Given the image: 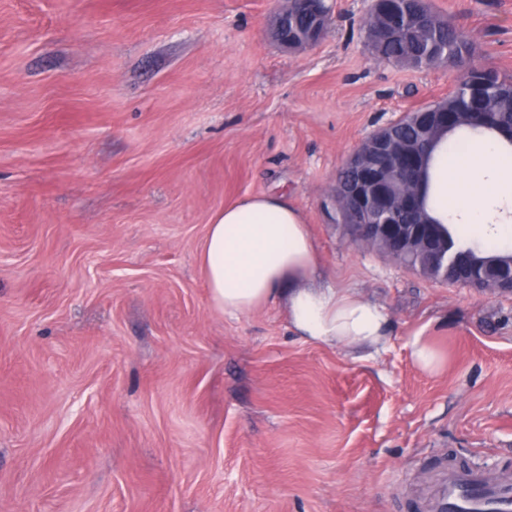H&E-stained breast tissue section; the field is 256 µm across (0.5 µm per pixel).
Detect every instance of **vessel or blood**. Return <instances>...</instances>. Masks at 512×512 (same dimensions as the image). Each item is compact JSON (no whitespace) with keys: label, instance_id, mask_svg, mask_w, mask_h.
<instances>
[{"label":"vessel or blood","instance_id":"1","mask_svg":"<svg viewBox=\"0 0 512 512\" xmlns=\"http://www.w3.org/2000/svg\"><path fill=\"white\" fill-rule=\"evenodd\" d=\"M471 489L481 490L491 512H512V487L488 484L477 470L442 472L427 499L429 512H469Z\"/></svg>","mask_w":512,"mask_h":512}]
</instances>
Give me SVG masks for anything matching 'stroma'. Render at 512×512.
<instances>
[{
    "label": "stroma",
    "instance_id": "obj_1",
    "mask_svg": "<svg viewBox=\"0 0 512 512\" xmlns=\"http://www.w3.org/2000/svg\"><path fill=\"white\" fill-rule=\"evenodd\" d=\"M428 2L512 77V0ZM283 6L0 0V512H424L448 454L512 476V293L353 244L332 204L353 151L458 74L378 59L371 0L288 49ZM270 192L317 287L387 308L382 348L214 307L211 217ZM411 346L413 357L422 368L435 371L441 367L438 354L424 336H414Z\"/></svg>",
    "mask_w": 512,
    "mask_h": 512
}]
</instances>
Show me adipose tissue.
Returning a JSON list of instances; mask_svg holds the SVG:
<instances>
[{
    "label": "adipose tissue",
    "instance_id": "1",
    "mask_svg": "<svg viewBox=\"0 0 512 512\" xmlns=\"http://www.w3.org/2000/svg\"><path fill=\"white\" fill-rule=\"evenodd\" d=\"M506 145L496 134L433 161L432 205L461 236L495 251L512 249V225L489 224L500 200L512 197V167L499 161ZM318 250L302 212L285 197L249 196L212 218L198 255L214 305L234 318L285 299L288 321L306 341L350 348L387 341L381 305L344 288H315Z\"/></svg>",
    "mask_w": 512,
    "mask_h": 512
}]
</instances>
